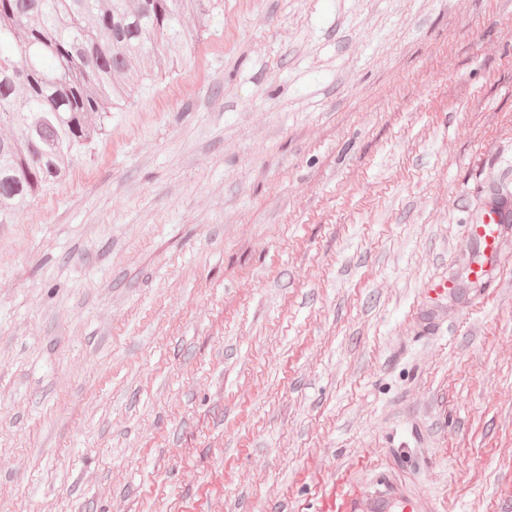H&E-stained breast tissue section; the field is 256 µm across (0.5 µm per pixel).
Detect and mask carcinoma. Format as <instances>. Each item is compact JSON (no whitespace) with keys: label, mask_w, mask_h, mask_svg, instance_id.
I'll return each instance as SVG.
<instances>
[{"label":"carcinoma","mask_w":512,"mask_h":512,"mask_svg":"<svg viewBox=\"0 0 512 512\" xmlns=\"http://www.w3.org/2000/svg\"><path fill=\"white\" fill-rule=\"evenodd\" d=\"M213 0H0V224L64 178L128 94L151 53L169 66L196 48Z\"/></svg>","instance_id":"carcinoma-1"}]
</instances>
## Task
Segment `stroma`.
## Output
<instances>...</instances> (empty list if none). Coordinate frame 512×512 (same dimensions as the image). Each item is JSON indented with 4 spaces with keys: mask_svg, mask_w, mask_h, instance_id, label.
I'll list each match as a JSON object with an SVG mask.
<instances>
[{
    "mask_svg": "<svg viewBox=\"0 0 512 512\" xmlns=\"http://www.w3.org/2000/svg\"><path fill=\"white\" fill-rule=\"evenodd\" d=\"M203 24L0 225V512H512V0ZM342 512H424L421 499L403 492L387 491L361 498L346 493L340 507Z\"/></svg>",
    "mask_w": 512,
    "mask_h": 512,
    "instance_id": "stroma-1",
    "label": "stroma"
}]
</instances>
